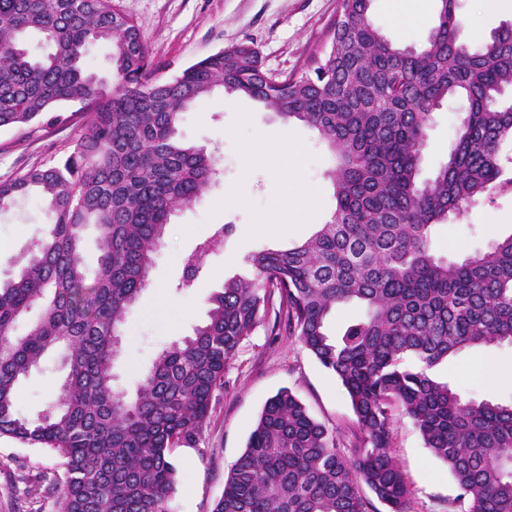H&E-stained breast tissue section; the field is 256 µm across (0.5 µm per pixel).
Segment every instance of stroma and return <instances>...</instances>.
<instances>
[{"mask_svg": "<svg viewBox=\"0 0 512 512\" xmlns=\"http://www.w3.org/2000/svg\"><path fill=\"white\" fill-rule=\"evenodd\" d=\"M117 2L137 24L163 79L240 42L258 50L268 75L300 73L314 56L322 55L339 4V0ZM481 3L457 0L459 35L464 41L477 42L512 21V0H502L495 11ZM369 19L391 40L418 47L435 22V3L423 0L412 16L407 0H372ZM458 108L450 101L434 112L423 176H431L445 161ZM83 128V120L72 116L53 125L40 120L21 129H1L0 183L62 159ZM285 132L297 151L287 171L279 172L271 158L274 144ZM178 137L214 152L221 175L201 199L173 212L149 284L121 323L113 372L116 388L130 398L158 353L192 335L205 321L211 294L227 279L252 276L249 258L254 252L304 241L336 207L325 177L333 156L317 130L303 122L284 121L248 98L226 100L218 90L183 114ZM280 203L296 210L285 224L271 219ZM51 221L43 201L34 194L17 197L8 210L0 211V279L17 272V259ZM224 224L231 230L223 248L210 255L190 285H183L186 257ZM510 232L512 194H504L461 219L437 225L433 250L440 256L461 257ZM272 327V320L263 321L240 344L225 368L224 388L200 434L174 448L179 473L169 500L171 512H212L265 402L281 389L294 391L315 419L339 430L345 450H352L356 418L343 387L295 337L273 333ZM487 365L512 371V346L461 353L441 363L435 374L467 399H512V381L487 380L482 374ZM65 374L62 352L46 356L20 387V412L29 418L41 414L55 401ZM391 454L411 491L410 512H448L457 486L447 467L425 448L410 419L399 412L394 415ZM63 473L62 458L51 450L0 438V512H59V496L51 488Z\"/></svg>", "mask_w": 512, "mask_h": 512, "instance_id": "stroma-1", "label": "stroma"}]
</instances>
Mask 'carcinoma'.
<instances>
[{"instance_id":"1","label":"carcinoma","mask_w":512,"mask_h":512,"mask_svg":"<svg viewBox=\"0 0 512 512\" xmlns=\"http://www.w3.org/2000/svg\"><path fill=\"white\" fill-rule=\"evenodd\" d=\"M372 0H340L332 38L312 70L269 77L240 43L153 79L136 23L115 0H0V128L80 104L86 132L54 165L0 183V210L39 192L54 222L0 281V438L64 460L60 512H169L173 448L195 439L224 389V370L268 315L345 389L354 452L283 389L267 400L213 512H369L361 486L408 512L390 453L393 410L454 478L462 512H512V403L463 398L431 371L464 350L512 345V233L461 259L436 255L433 228L512 193V23L479 44L458 40L457 0H435L420 50L369 20ZM51 47L30 54L28 36ZM111 47V82L89 72L88 45ZM316 129L335 158V211L304 242L250 257L253 278L229 279L207 319L165 347L129 401L113 385L118 326L146 287L175 208L203 196L217 158L176 141L177 125L215 88ZM464 103L448 157L420 179L432 112ZM100 230L97 269L82 266L85 228ZM229 225L196 248L188 285ZM41 312L23 336L16 321ZM363 315L333 334L336 308ZM64 348L68 373L35 420L17 409L22 380Z\"/></svg>"}]
</instances>
